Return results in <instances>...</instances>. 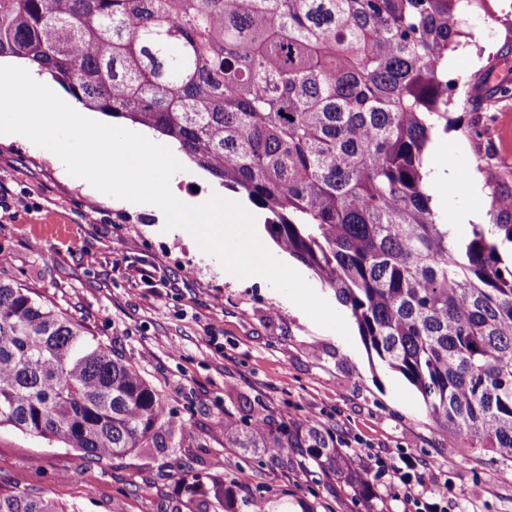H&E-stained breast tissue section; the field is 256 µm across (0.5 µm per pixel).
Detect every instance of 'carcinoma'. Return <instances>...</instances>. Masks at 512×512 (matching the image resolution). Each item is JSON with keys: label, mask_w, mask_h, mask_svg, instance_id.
<instances>
[{"label": "carcinoma", "mask_w": 512, "mask_h": 512, "mask_svg": "<svg viewBox=\"0 0 512 512\" xmlns=\"http://www.w3.org/2000/svg\"><path fill=\"white\" fill-rule=\"evenodd\" d=\"M489 0H0V58L25 59L85 107L170 139L350 311L381 363L422 395L461 461L512 464V209L451 236L423 187L448 55ZM164 401L118 350L0 279V427L94 460L164 448ZM336 429L249 408L224 447L303 448L358 500L375 477ZM0 512H66L0 487Z\"/></svg>", "instance_id": "obj_1"}]
</instances>
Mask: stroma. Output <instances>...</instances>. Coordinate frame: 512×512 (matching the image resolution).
<instances>
[{"label":"stroma","mask_w":512,"mask_h":512,"mask_svg":"<svg viewBox=\"0 0 512 512\" xmlns=\"http://www.w3.org/2000/svg\"><path fill=\"white\" fill-rule=\"evenodd\" d=\"M468 17L467 42L448 59L459 83L460 130L448 150L428 152L429 178L447 182L438 209H474L491 221L493 194H512V96L478 97L484 79L512 87V0ZM0 277L35 288L122 352L167 404L175 423L165 449L141 448L96 461L82 452L0 429V485L44 494L67 512H197L179 476L204 475L236 501L265 486L266 512H403V487L379 477L363 502L322 472L307 474L301 449L276 458L224 445L225 413L245 402L269 414L311 416L338 431L360 464L413 456L426 489L450 499L469 490L461 512H512V469L489 456L462 463L457 441L439 433L420 393L367 352L317 326L269 283L227 272L182 229L152 210L109 197L64 173L50 154L0 135Z\"/></svg>","instance_id":"35a3bbf8"}]
</instances>
